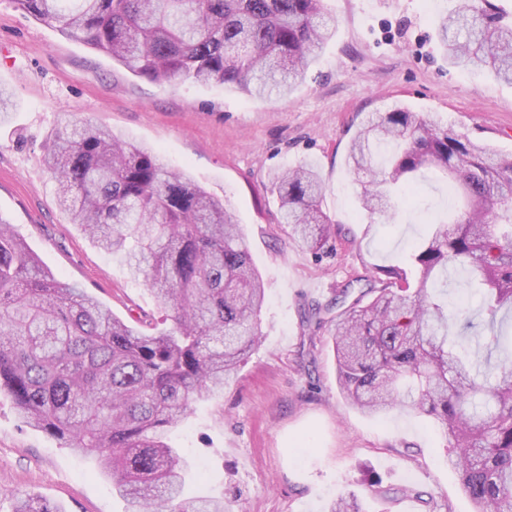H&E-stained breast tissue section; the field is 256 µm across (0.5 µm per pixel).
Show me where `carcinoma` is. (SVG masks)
<instances>
[{
	"mask_svg": "<svg viewBox=\"0 0 512 512\" xmlns=\"http://www.w3.org/2000/svg\"><path fill=\"white\" fill-rule=\"evenodd\" d=\"M13 2L137 76L258 97L292 92L336 32L322 0ZM457 2L438 24L448 64L512 83V22L489 0ZM45 163L59 208L124 260L173 324L150 333L123 322L43 268L0 218V392L29 427L95 454L126 512H226L222 494L184 495L192 464L166 439L260 342L265 291L245 235L222 202L107 127L56 130ZM346 165L363 177L356 205L371 218L420 196L427 169L463 207L431 223L404 266L364 262L365 290L340 312L312 309L309 320L335 323L340 390L370 416L433 419L474 512H512V352L491 362L495 332L489 345L471 335L475 358L459 353L457 337L475 324L440 284L461 272L480 290L489 326L512 314V154L396 105L360 122ZM272 184L290 237L315 253L329 248L336 221L321 208L315 166L290 167ZM14 512L59 510L22 497Z\"/></svg>",
	"mask_w": 512,
	"mask_h": 512,
	"instance_id": "obj_1",
	"label": "carcinoma"
}]
</instances>
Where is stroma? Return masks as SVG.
Wrapping results in <instances>:
<instances>
[{"instance_id":"1","label":"stroma","mask_w":512,"mask_h":512,"mask_svg":"<svg viewBox=\"0 0 512 512\" xmlns=\"http://www.w3.org/2000/svg\"><path fill=\"white\" fill-rule=\"evenodd\" d=\"M455 0H324L336 34L287 97L256 98L214 84L156 83L0 0V87L13 107L0 124V218L55 276L78 284L121 320L170 325L145 284L102 252L56 203L44 163L50 133L90 120L155 150L220 199L247 236L266 284L262 341L214 400L169 434L195 466L192 495L223 494L232 512H329L341 497L360 512H474L425 416L372 417L337 383L334 326L306 323L342 287L359 293L364 261L398 264L432 219L448 215L445 184L429 178L425 204L369 224L345 156L369 113L402 105L436 115L500 153L512 152V85L449 67L434 19ZM316 162L322 208L339 228L317 255L282 224L271 181ZM34 497L60 512H123L93 457L22 423L0 394V512Z\"/></svg>"}]
</instances>
